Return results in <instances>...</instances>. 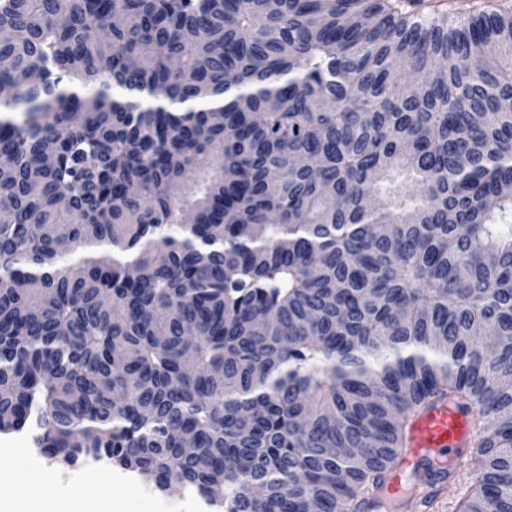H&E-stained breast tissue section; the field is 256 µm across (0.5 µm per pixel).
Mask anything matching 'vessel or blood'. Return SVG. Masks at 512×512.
<instances>
[{"instance_id":"obj_1","label":"vessel or blood","mask_w":512,"mask_h":512,"mask_svg":"<svg viewBox=\"0 0 512 512\" xmlns=\"http://www.w3.org/2000/svg\"><path fill=\"white\" fill-rule=\"evenodd\" d=\"M474 429L469 413L445 400L414 414L407 425L405 442L408 448L398 472L393 475L381 496L395 500L405 493V482L422 464L432 460L445 466L458 462L459 449L470 447Z\"/></svg>"}]
</instances>
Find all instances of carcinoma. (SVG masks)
I'll list each match as a JSON object with an SVG mask.
<instances>
[{
	"label": "carcinoma",
	"instance_id": "carcinoma-1",
	"mask_svg": "<svg viewBox=\"0 0 512 512\" xmlns=\"http://www.w3.org/2000/svg\"><path fill=\"white\" fill-rule=\"evenodd\" d=\"M0 433L222 512H364L413 413L512 512V9L0 0Z\"/></svg>",
	"mask_w": 512,
	"mask_h": 512
}]
</instances>
